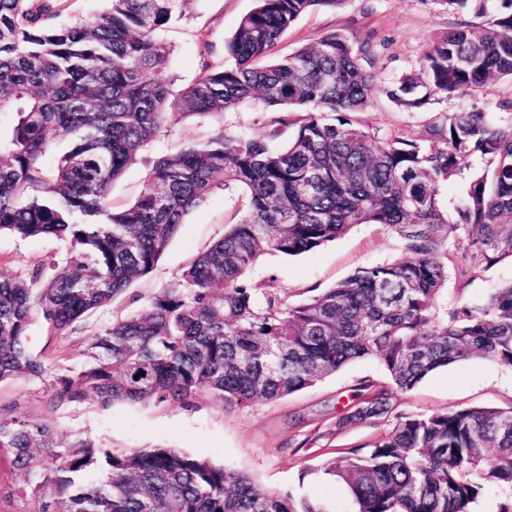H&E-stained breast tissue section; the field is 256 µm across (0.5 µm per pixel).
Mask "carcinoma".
<instances>
[{
	"label": "carcinoma",
	"mask_w": 512,
	"mask_h": 512,
	"mask_svg": "<svg viewBox=\"0 0 512 512\" xmlns=\"http://www.w3.org/2000/svg\"><path fill=\"white\" fill-rule=\"evenodd\" d=\"M469 1L481 22L431 42L420 73L386 82L369 43L355 49L336 33L270 59L301 15L342 0H257L226 45L232 63L205 58L178 87L162 33L192 0H104L66 25L58 19L69 0H0V112L14 115L0 137V233L54 237L67 251L60 272L0 275V382L47 378L55 408L188 406L201 392L249 407L373 358L387 382L359 387L337 427L396 422L326 469L355 512H473L485 487L512 491V408L393 414L397 393L440 367L479 357L512 368V283L478 302L444 298L448 265L466 284L512 259V99L497 112L450 113L423 143L354 117L377 90L413 110L512 78V0L492 12L486 0L448 3ZM243 104L268 132L221 127L159 154L138 197L112 205L113 182L167 136L170 114L205 121ZM58 143L66 147L48 167ZM474 155L485 166L451 222L439 187ZM217 175L247 196L224 237L143 313L94 330L80 367L31 352L35 321L67 336L152 272ZM357 224L394 232L400 257L295 304L246 275L268 253L296 256ZM0 452L40 512H328L174 448L115 454L80 436L61 440L42 420L0 418Z\"/></svg>",
	"instance_id": "obj_1"
}]
</instances>
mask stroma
I'll return each instance as SVG.
<instances>
[{
  "mask_svg": "<svg viewBox=\"0 0 512 512\" xmlns=\"http://www.w3.org/2000/svg\"><path fill=\"white\" fill-rule=\"evenodd\" d=\"M255 5V0H195L191 9L171 22L165 34L170 47L169 66L181 84H189L198 76L202 49H209L212 62L228 63L225 43ZM475 18L472 6L451 7L444 0H343L336 9L317 8L300 16L276 52L285 55L336 32L352 45L369 43L375 70L383 79L392 80L419 72L423 53L434 39L457 23ZM506 98H512V81L507 79L479 93L460 90L451 98L432 100L414 112L403 110L378 92L361 118L421 143L433 121L476 105L492 111ZM245 204L240 192L215 189L202 207L186 215L154 270L111 304L88 315L85 329L60 337L43 324L32 326L30 340L35 353L65 358L73 367L81 364L89 330L141 311L198 252L223 237L226 225ZM63 253V244L50 237L20 239L2 234L0 272L19 274L37 266L50 271ZM399 253V239L386 227L359 224L336 241L310 252L295 257L266 255L247 275L263 281L268 290L280 293L289 302L298 303L358 267L392 260ZM509 282L512 260L506 258L482 271L469 286H461L456 277H449L448 300L473 302L484 298L491 288ZM384 379L385 372L377 361L360 359L311 388L247 408H227L211 395L202 394L188 407L116 402L104 408L90 401L54 409L48 403L45 381L30 378L0 383V416L46 420L60 435H78L116 453L134 448H175L246 474L265 488L319 502L328 512H354L351 497L324 470L341 452L378 441L392 426L387 423L340 429L336 416L345 407L357 404L360 383ZM396 406L407 413L459 407L510 409L512 369L483 359L460 361L436 370L412 391L398 394ZM22 483L10 456L0 455V512H38V499L19 493Z\"/></svg>",
  "mask_w": 512,
  "mask_h": 512,
  "instance_id": "35a3bbf8",
  "label": "stroma"
}]
</instances>
